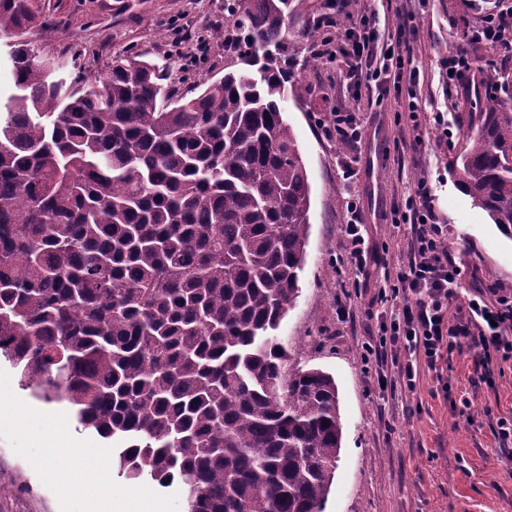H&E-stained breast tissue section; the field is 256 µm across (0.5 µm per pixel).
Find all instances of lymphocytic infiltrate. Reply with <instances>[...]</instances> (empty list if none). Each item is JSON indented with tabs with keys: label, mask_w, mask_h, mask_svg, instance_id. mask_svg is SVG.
<instances>
[{
	"label": "lymphocytic infiltrate",
	"mask_w": 512,
	"mask_h": 512,
	"mask_svg": "<svg viewBox=\"0 0 512 512\" xmlns=\"http://www.w3.org/2000/svg\"><path fill=\"white\" fill-rule=\"evenodd\" d=\"M394 17L391 34L382 32L375 15L364 12L341 26L327 15L318 20L332 32L316 43L314 53L340 61L350 101L331 112L323 131L346 147L358 144L364 132L354 102L379 104L390 92H402L411 122L420 119V71L410 39L414 13L399 6ZM468 40L512 51V0H498L494 12L469 28ZM347 211V259L363 272L375 254L365 244L360 209L351 203ZM392 212L394 225H406L409 232L403 266L369 303L373 326L363 349L375 361L378 382L416 391L421 370H439L445 356L470 351L477 382L495 386L497 368L512 361V295L491 298L477 285L462 289L464 270L448 249V226L435 209L428 179L414 183Z\"/></svg>",
	"instance_id": "f902f5d3"
}]
</instances>
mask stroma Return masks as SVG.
Listing matches in <instances>:
<instances>
[{"instance_id": "35a3bbf8", "label": "stroma", "mask_w": 512, "mask_h": 512, "mask_svg": "<svg viewBox=\"0 0 512 512\" xmlns=\"http://www.w3.org/2000/svg\"><path fill=\"white\" fill-rule=\"evenodd\" d=\"M494 5L495 0H430L413 21L425 109L454 110L448 146H440L433 131L412 141L405 100L391 95L376 112L368 100L359 102L365 132L349 150L327 139L320 127L345 102L336 64L310 48L328 0H292L288 30L297 50L287 67L296 85L283 107L312 195L300 292L278 336L288 347L290 366L321 369L338 388L342 443L324 512H512V463L497 454L494 431L497 418L512 416V365L491 389L474 383L471 356L456 355L442 374L423 371L416 392L383 393L374 367L362 357L367 303L386 269L400 264L406 243L407 230L393 226L391 208L421 175L432 181L434 205L457 261L484 287L512 293V239L458 184L467 120L461 94L449 92L436 66L439 56L458 50L471 56L481 80L512 75V55L466 39L468 27ZM31 8L39 53L58 58L66 78L105 76L113 57L126 54L157 64L163 85L177 96L224 74V0H31ZM403 136L409 144L401 155L396 141ZM349 156L356 159L357 175L346 182L339 171ZM350 200L360 206L365 238L379 257L363 274L348 263L344 247ZM345 296L351 311L341 319L337 302ZM465 399L475 407L469 422L454 408ZM485 405L492 417L482 414ZM36 415L62 418L63 436L73 445L104 444L79 428L66 404L21 389L16 369L0 358V512H92L115 494L136 512L141 492L149 495L154 512H184L178 488L135 485L113 464L53 455L54 430H27Z\"/></svg>"}]
</instances>
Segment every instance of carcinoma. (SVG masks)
<instances>
[{"label":"carcinoma","instance_id":"cac0c4a2","mask_svg":"<svg viewBox=\"0 0 512 512\" xmlns=\"http://www.w3.org/2000/svg\"><path fill=\"white\" fill-rule=\"evenodd\" d=\"M0 0L17 93L0 101V357L65 402L125 477L186 512H323L338 390L285 370L311 188L285 120L291 0H224L233 69L173 97L115 56L67 83ZM258 66L263 77L249 78ZM470 102L460 184L512 238V81Z\"/></svg>","mask_w":512,"mask_h":512}]
</instances>
